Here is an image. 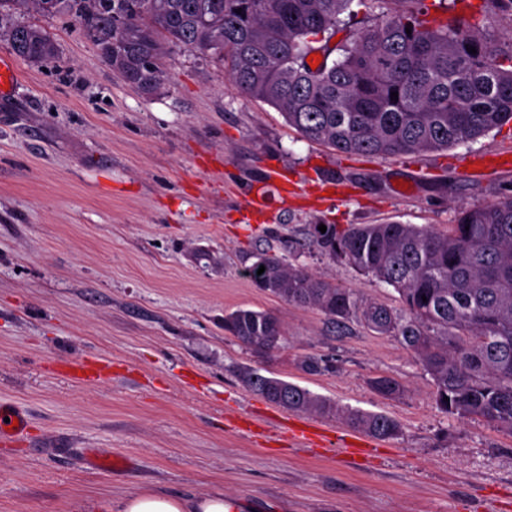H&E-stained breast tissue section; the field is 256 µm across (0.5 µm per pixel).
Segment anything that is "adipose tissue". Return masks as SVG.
Listing matches in <instances>:
<instances>
[{
  "instance_id": "1",
  "label": "adipose tissue",
  "mask_w": 512,
  "mask_h": 512,
  "mask_svg": "<svg viewBox=\"0 0 512 512\" xmlns=\"http://www.w3.org/2000/svg\"><path fill=\"white\" fill-rule=\"evenodd\" d=\"M248 502L216 489L206 494L173 496L145 489L119 500L75 503L73 512H250Z\"/></svg>"
}]
</instances>
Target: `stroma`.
<instances>
[{"label":"stroma","instance_id":"stroma-1","mask_svg":"<svg viewBox=\"0 0 512 512\" xmlns=\"http://www.w3.org/2000/svg\"><path fill=\"white\" fill-rule=\"evenodd\" d=\"M55 41L42 62L0 57L20 78L0 97V400L28 436L0 447V512H70L73 501L222 486L261 512H512V434L447 417L432 379L398 341L256 288L255 252H299L323 279L395 305L391 286L322 255L317 224L400 222L440 230L456 213L512 194V124L444 151L346 156L302 139L275 109L241 97L223 62L173 51L153 96L123 81L70 16L22 9ZM282 171L279 188L266 182ZM408 190H401V183ZM263 210L246 213L252 196ZM269 310L283 349L260 358L223 328L225 313ZM317 353L335 372L308 376ZM99 356L84 383L58 365ZM260 368L319 396L397 419L370 456L341 453L343 418L292 412L247 391ZM399 379L378 397L370 377ZM313 427V444L289 429Z\"/></svg>","mask_w":512,"mask_h":512}]
</instances>
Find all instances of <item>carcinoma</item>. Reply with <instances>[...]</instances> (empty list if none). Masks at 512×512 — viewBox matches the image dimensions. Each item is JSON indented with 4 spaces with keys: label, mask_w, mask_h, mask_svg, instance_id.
Here are the masks:
<instances>
[{
    "label": "carcinoma",
    "mask_w": 512,
    "mask_h": 512,
    "mask_svg": "<svg viewBox=\"0 0 512 512\" xmlns=\"http://www.w3.org/2000/svg\"><path fill=\"white\" fill-rule=\"evenodd\" d=\"M355 1L378 13L327 49L338 51L336 59L311 69L313 44L343 30L342 15ZM22 7L73 16L105 63L146 95L165 84L162 59L172 47L222 60L242 97L269 105L304 139L342 154L446 150L512 123V29L492 39L483 28L489 7L512 17V0H479L467 18H432L424 0H0V23ZM7 36L25 60L54 55L40 25L13 24ZM312 236L330 259L393 287L398 305L368 300L269 251L253 255L251 282L287 304L318 310L335 328L357 322L396 339L431 376L442 413L512 434L511 195L459 211L447 230L386 222L338 231L328 224ZM224 331L259 355L272 354L285 338L280 318L265 310L224 315ZM298 368L320 375L330 365L308 354ZM238 377L289 411L341 412L379 439L401 433L387 414L343 411L257 368L241 367ZM370 386L382 398L403 392L390 376L374 377Z\"/></svg>",
    "instance_id": "cac0c4a2"
}]
</instances>
